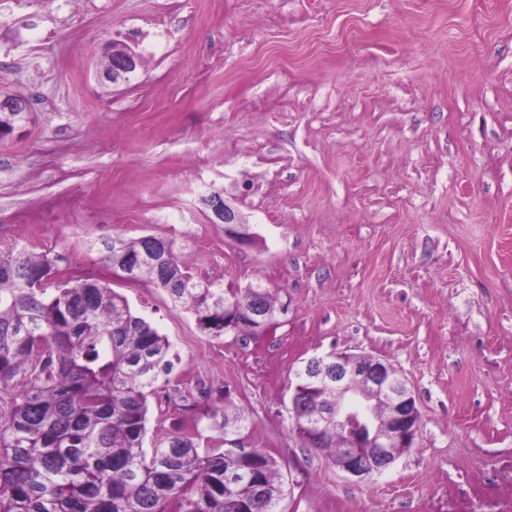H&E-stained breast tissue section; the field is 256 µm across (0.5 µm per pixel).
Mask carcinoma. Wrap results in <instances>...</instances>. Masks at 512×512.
Segmentation results:
<instances>
[{
    "mask_svg": "<svg viewBox=\"0 0 512 512\" xmlns=\"http://www.w3.org/2000/svg\"><path fill=\"white\" fill-rule=\"evenodd\" d=\"M60 255L0 245V512H285L276 459L226 409L145 452L149 400L174 381L167 336L98 279L66 282ZM102 262L162 289L215 337L260 284L226 290L189 271L175 241L114 239Z\"/></svg>",
    "mask_w": 512,
    "mask_h": 512,
    "instance_id": "1",
    "label": "carcinoma"
}]
</instances>
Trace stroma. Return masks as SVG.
I'll use <instances>...</instances> for the list:
<instances>
[{
  "mask_svg": "<svg viewBox=\"0 0 512 512\" xmlns=\"http://www.w3.org/2000/svg\"><path fill=\"white\" fill-rule=\"evenodd\" d=\"M141 57L103 76L110 45ZM0 238L65 255L172 344L208 402H150L144 449L224 407L278 462L288 512H512V0H0ZM220 193L256 238L240 246ZM161 235L191 272L270 288L248 344L113 276ZM332 352L405 376L413 448L355 478L298 440L294 372ZM209 203L216 214L224 223L225 235L238 245H247L252 239V233L244 224L239 215L229 207L220 195H213L209 199Z\"/></svg>",
  "mask_w": 512,
  "mask_h": 512,
  "instance_id": "stroma-1",
  "label": "stroma"
}]
</instances>
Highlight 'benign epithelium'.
I'll use <instances>...</instances> for the list:
<instances>
[{
  "mask_svg": "<svg viewBox=\"0 0 512 512\" xmlns=\"http://www.w3.org/2000/svg\"><path fill=\"white\" fill-rule=\"evenodd\" d=\"M105 77L112 83L125 82L140 66L139 55L130 48H110ZM29 111L24 99H0V113L15 115ZM209 203L224 223L225 235L246 245L252 233L239 215L219 195ZM286 307L270 315L257 297L253 310L224 321V333L238 335V324L245 322L257 339L269 335L280 324ZM308 382L294 385L290 418L298 438L311 448H323L334 435L343 437V448L336 455V466L351 476L365 478L387 470L404 451L413 447L419 411L404 376L384 361L369 355L332 353L314 357L305 364ZM322 389L330 393L328 404L309 405L307 394Z\"/></svg>",
  "mask_w": 512,
  "mask_h": 512,
  "instance_id": "obj_1",
  "label": "benign epithelium"
}]
</instances>
